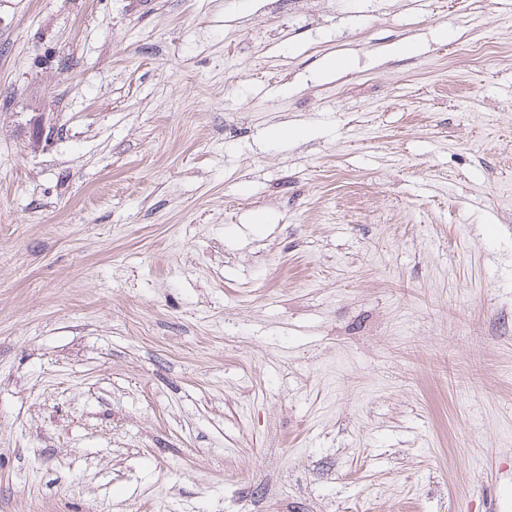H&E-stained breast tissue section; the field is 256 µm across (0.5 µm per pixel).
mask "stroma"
Returning <instances> with one entry per match:
<instances>
[{
  "mask_svg": "<svg viewBox=\"0 0 512 512\" xmlns=\"http://www.w3.org/2000/svg\"><path fill=\"white\" fill-rule=\"evenodd\" d=\"M0 512H512V0H0Z\"/></svg>",
  "mask_w": 512,
  "mask_h": 512,
  "instance_id": "35a3bbf8",
  "label": "stroma"
}]
</instances>
